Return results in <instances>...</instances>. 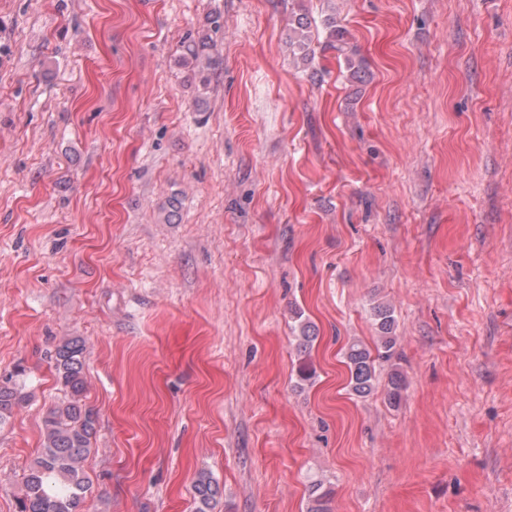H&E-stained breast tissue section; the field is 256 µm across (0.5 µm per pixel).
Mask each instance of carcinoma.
Segmentation results:
<instances>
[{"mask_svg": "<svg viewBox=\"0 0 512 512\" xmlns=\"http://www.w3.org/2000/svg\"><path fill=\"white\" fill-rule=\"evenodd\" d=\"M312 20L306 13H298L289 27L290 42L302 52L307 62L312 53ZM201 46L191 37L181 45L180 59L185 65L200 64ZM372 316L379 333L375 348L360 341L351 342L345 359L349 371V385L354 395L366 397L377 385V364L389 362L395 354L396 319L389 305L372 307ZM85 344L79 337L61 341L55 348L54 361L57 382L62 396L49 407L42 418L43 443L38 457L30 464L23 478L18 500V512H84L89 481L85 462L97 434V416L86 404ZM24 386L11 378L0 380V426L11 417L15 407L26 398ZM405 382L396 370L388 375L386 396L396 407L402 400ZM216 480L202 473L194 492L196 512H210L212 502L219 494ZM332 490L318 481L311 485L307 512H330Z\"/></svg>", "mask_w": 512, "mask_h": 512, "instance_id": "1", "label": "carcinoma"}]
</instances>
